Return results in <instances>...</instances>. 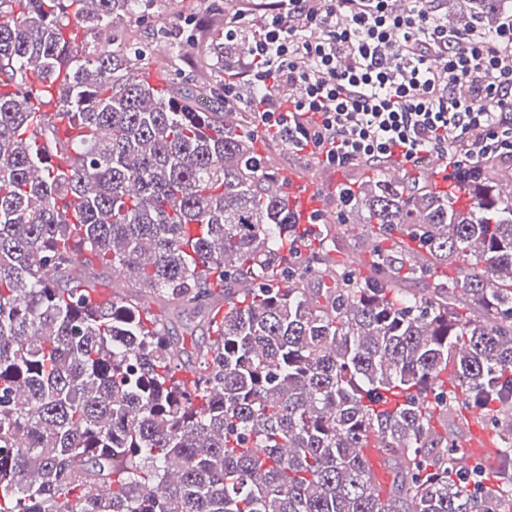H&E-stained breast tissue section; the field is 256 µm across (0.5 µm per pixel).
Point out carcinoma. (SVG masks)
I'll use <instances>...</instances> for the list:
<instances>
[{
	"instance_id": "obj_1",
	"label": "carcinoma",
	"mask_w": 512,
	"mask_h": 512,
	"mask_svg": "<svg viewBox=\"0 0 512 512\" xmlns=\"http://www.w3.org/2000/svg\"><path fill=\"white\" fill-rule=\"evenodd\" d=\"M148 2L0 0V512H512V170L446 191L378 172L346 211L416 242L418 265L376 245L369 275L333 266L311 288L333 229L297 224L254 134L165 74L151 87L155 47L107 50L112 15ZM213 24L186 39L244 51ZM77 263L111 269L112 296L63 283ZM421 276L434 287L400 288ZM151 299L207 316L189 379ZM472 424L496 470L465 484L439 428ZM375 443L370 442L368 448H361V454L366 461L369 476L372 484L379 491L382 499H386V493L389 488V477L384 464V454L380 448H374Z\"/></svg>"
}]
</instances>
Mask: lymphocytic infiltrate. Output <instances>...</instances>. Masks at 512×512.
I'll use <instances>...</instances> for the list:
<instances>
[{
	"label": "lymphocytic infiltrate",
	"mask_w": 512,
	"mask_h": 512,
	"mask_svg": "<svg viewBox=\"0 0 512 512\" xmlns=\"http://www.w3.org/2000/svg\"><path fill=\"white\" fill-rule=\"evenodd\" d=\"M416 2L405 14L396 0H238L224 40L247 48L224 64L225 106L249 88L265 131L339 169L511 157L512 13L452 30L448 0ZM284 83L296 92L281 100Z\"/></svg>",
	"instance_id": "1"
}]
</instances>
